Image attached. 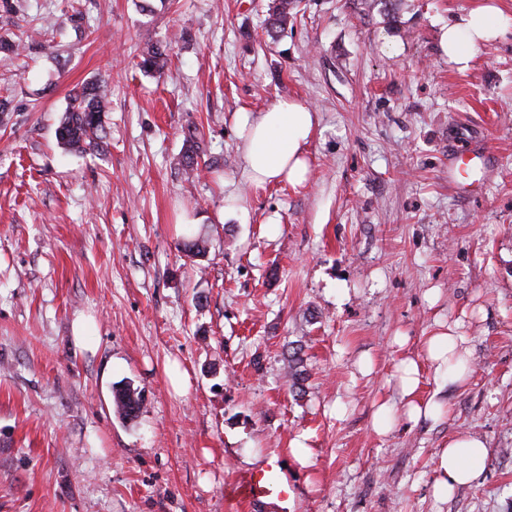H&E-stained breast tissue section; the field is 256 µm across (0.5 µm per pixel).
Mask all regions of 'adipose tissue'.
Listing matches in <instances>:
<instances>
[{
    "label": "adipose tissue",
    "mask_w": 512,
    "mask_h": 512,
    "mask_svg": "<svg viewBox=\"0 0 512 512\" xmlns=\"http://www.w3.org/2000/svg\"><path fill=\"white\" fill-rule=\"evenodd\" d=\"M512 15L506 14L498 0H477L465 16L449 24L442 43L448 60L457 70L471 66L476 51L497 39L508 26ZM248 135L242 143V176L255 186L288 182L297 186L307 180L310 161L307 147L318 125V118L308 105L296 100H281L247 118ZM461 342L454 329H441L428 340L425 361L408 357L398 368L401 408L404 417L419 422L434 417L441 410L435 399H421V366L429 364L435 372L451 366ZM489 450L484 441L469 434L449 439L436 455L440 479L435 485L437 498L448 497L456 487L476 481Z\"/></svg>",
    "instance_id": "ef3b65f1"
}]
</instances>
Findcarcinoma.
I'll use <instances>...</instances> for the list:
<instances>
[{"label":"carcinoma","instance_id":"1","mask_svg":"<svg viewBox=\"0 0 512 512\" xmlns=\"http://www.w3.org/2000/svg\"><path fill=\"white\" fill-rule=\"evenodd\" d=\"M294 0H277L268 20V26L273 32H280L293 18ZM166 52L164 46L157 40H147L140 52V68L146 73H156L165 65ZM109 110L107 81L95 79L83 84L73 91L66 110L64 111L56 130L58 141L69 148L84 153H94L102 149L105 138L104 114ZM200 153V141L197 133L193 132L186 138V147L182 155V166L187 174L198 169L197 158ZM181 246L190 257H203L208 252L207 241L199 237H183ZM288 377L292 386L298 388L307 379L303 369V360L298 352H293L288 364ZM117 412L122 418L133 420L137 418L142 406L140 391L126 386L113 393Z\"/></svg>","mask_w":512,"mask_h":512}]
</instances>
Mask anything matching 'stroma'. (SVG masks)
<instances>
[{
	"label": "stroma",
	"instance_id": "stroma-1",
	"mask_svg": "<svg viewBox=\"0 0 512 512\" xmlns=\"http://www.w3.org/2000/svg\"><path fill=\"white\" fill-rule=\"evenodd\" d=\"M13 2L0 512H512V26L461 72L441 41L477 0H298L274 37V0ZM148 35L163 74L139 67ZM99 77L103 149L65 148L69 95ZM287 99L318 116L310 176L248 185L238 119ZM463 149L476 160L459 189L448 161ZM183 219L205 257L183 252ZM448 324L468 373L424 370L443 410L408 422L395 367ZM125 384L143 395L132 421L113 403ZM383 402L395 412L379 435ZM461 433L487 444L482 474L436 500L435 455ZM271 459L287 503L226 497Z\"/></svg>",
	"mask_w": 512,
	"mask_h": 512
}]
</instances>
